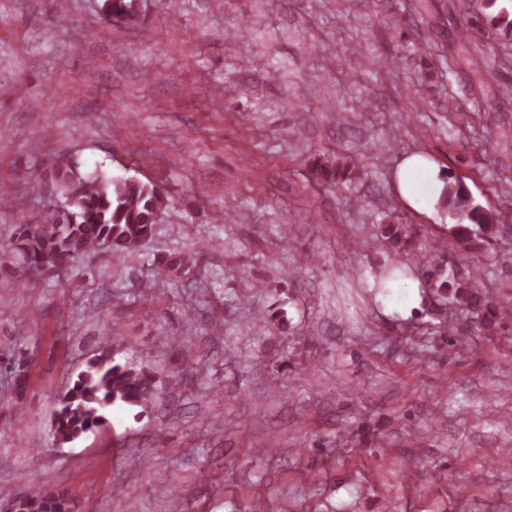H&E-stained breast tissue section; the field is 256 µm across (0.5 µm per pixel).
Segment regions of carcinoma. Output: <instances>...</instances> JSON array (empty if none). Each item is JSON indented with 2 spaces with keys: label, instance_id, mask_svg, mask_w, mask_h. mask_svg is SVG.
<instances>
[{
  "label": "carcinoma",
  "instance_id": "1",
  "mask_svg": "<svg viewBox=\"0 0 512 512\" xmlns=\"http://www.w3.org/2000/svg\"><path fill=\"white\" fill-rule=\"evenodd\" d=\"M109 15L135 20V0H106ZM58 189L72 205L52 210L31 224L23 215L17 218L14 250L20 256L12 276L14 288H24L49 273L72 272L74 261L101 246L122 256L135 250L153 234L155 216L163 203L160 189L134 178L112 179L101 172L86 174L79 165L65 166L56 173ZM440 204L456 220L451 232L461 239L485 237L495 230L493 219L479 206L466 186L448 176ZM443 244L414 254L415 265L432 266L424 287L437 297H450L472 314L474 330L485 333L493 328L494 311L474 288L480 279L477 271L471 284L447 274L437 258ZM158 392V380L146 365L135 366L115 361L107 351L87 362L66 394L60 399L54 418V438L70 443L109 424L115 405L147 408ZM14 512H75V505L63 494H47L33 487L17 498Z\"/></svg>",
  "mask_w": 512,
  "mask_h": 512
}]
</instances>
